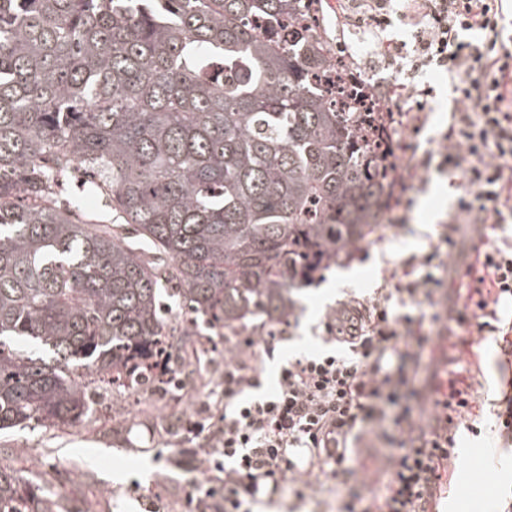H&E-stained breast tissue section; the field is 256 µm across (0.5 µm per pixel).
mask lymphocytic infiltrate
<instances>
[{
	"label": "lymphocytic infiltrate",
	"mask_w": 512,
	"mask_h": 512,
	"mask_svg": "<svg viewBox=\"0 0 512 512\" xmlns=\"http://www.w3.org/2000/svg\"><path fill=\"white\" fill-rule=\"evenodd\" d=\"M414 53L405 64L407 97L429 88L415 78L425 71L447 76L454 98L441 152H407L390 162L387 221L404 223L406 186L431 164L446 170L459 189L448 233L411 266L420 276L382 287L372 301L343 303L326 329L337 351L289 359L272 394L255 398L259 340L251 339L224 359V418L208 435L202 470L203 495L188 494L191 512H244L249 501L279 492L285 474L294 478L335 465L347 474L352 451L387 440L396 453H371L377 488L363 512H434L454 454L458 426L469 414L471 386L461 372L434 371L435 340L469 324L479 331L512 335L501 312L512 305V241L490 242L468 254L462 271L465 296L441 295L445 251H456L464 225L485 230L512 218V50L503 40L512 0H416ZM374 130L385 152L396 133L419 131L420 110L392 111L376 94ZM405 307L403 315L392 305ZM428 426H421L422 413ZM391 422L390 434L378 427Z\"/></svg>",
	"instance_id": "lymphocytic-infiltrate-1"
}]
</instances>
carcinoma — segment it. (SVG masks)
Listing matches in <instances>:
<instances>
[{"label": "carcinoma", "instance_id": "cac0c4a2", "mask_svg": "<svg viewBox=\"0 0 512 512\" xmlns=\"http://www.w3.org/2000/svg\"><path fill=\"white\" fill-rule=\"evenodd\" d=\"M313 4L0 0V431L87 416L104 372L120 394L164 381L176 330L288 320L291 292L381 223L371 108L313 81L331 63ZM75 170L121 223L56 198ZM0 512L50 510L0 469Z\"/></svg>", "mask_w": 512, "mask_h": 512}]
</instances>
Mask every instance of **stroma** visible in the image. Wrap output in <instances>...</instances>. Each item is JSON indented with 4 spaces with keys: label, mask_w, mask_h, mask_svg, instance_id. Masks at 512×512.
<instances>
[{
    "label": "stroma",
    "mask_w": 512,
    "mask_h": 512,
    "mask_svg": "<svg viewBox=\"0 0 512 512\" xmlns=\"http://www.w3.org/2000/svg\"><path fill=\"white\" fill-rule=\"evenodd\" d=\"M344 9L343 0H317L314 6L328 43L363 39L366 49L354 56L355 73L371 74L376 83H403L402 72L382 67L383 43L368 28L337 24L336 15ZM424 80L432 88L426 121L418 134L406 131L401 138L421 151L438 149L452 103L446 76L432 72ZM457 193L447 174L429 169L409 185L414 205L406 223L374 230L350 259L317 273L296 293L290 325L284 337L276 338L273 358L260 367L263 391L274 389L289 356L327 351L324 324L341 302L373 299L390 277L402 282L416 278L406 262L436 243ZM454 342L448 361L471 366L474 402L457 434V460L440 507L442 512H501L512 498V437L500 429L497 414L500 391L512 382V355L502 352L497 336L485 337L477 347L461 335ZM223 367L220 349L203 367L184 358L177 377L186 401L176 410L166 395L157 393L150 408L130 417L128 396L95 392L90 415L65 430L33 424L0 431V467L11 469L37 496L54 499L59 512H186L187 494L205 488L204 474L190 461L202 456L209 429L224 414L217 395ZM311 479L315 490L292 483L281 494L249 504V512H363L372 494L361 461L351 476L334 475L326 466Z\"/></svg>",
    "instance_id": "obj_1"
}]
</instances>
